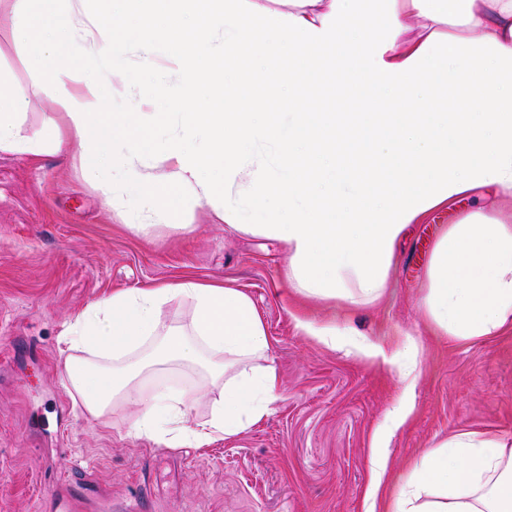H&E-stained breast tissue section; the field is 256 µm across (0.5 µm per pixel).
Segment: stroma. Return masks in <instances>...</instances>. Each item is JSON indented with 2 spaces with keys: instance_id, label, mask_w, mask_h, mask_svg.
<instances>
[{
  "instance_id": "obj_1",
  "label": "stroma",
  "mask_w": 512,
  "mask_h": 512,
  "mask_svg": "<svg viewBox=\"0 0 512 512\" xmlns=\"http://www.w3.org/2000/svg\"><path fill=\"white\" fill-rule=\"evenodd\" d=\"M178 78L163 56L152 72H115L109 110L155 113V124L131 135L168 138L172 117L155 90ZM0 84L19 105L23 138L64 126L49 78L5 30ZM84 151L76 141L35 157L0 151V512H43L54 478L71 473L105 491L112 512H366L372 435L404 384L394 366L304 336L300 314L387 350L416 334L414 409L388 443L390 484L457 433L512 437V327L459 342L436 332L419 306L431 244L462 206L409 225L377 300L307 298L285 286V242L231 228L186 190L178 207L145 213L123 188L88 182ZM141 224L149 232H138ZM185 279L227 282L251 297L270 344L259 364L274 367L279 381L263 420L201 448H169L132 428L159 388L191 396L190 421H206L222 387L201 366L144 373L140 403L93 417L64 377L66 359L91 357L65 356L60 344L78 315L113 293Z\"/></svg>"
}]
</instances>
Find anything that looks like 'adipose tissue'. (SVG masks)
Listing matches in <instances>:
<instances>
[{"mask_svg": "<svg viewBox=\"0 0 512 512\" xmlns=\"http://www.w3.org/2000/svg\"><path fill=\"white\" fill-rule=\"evenodd\" d=\"M13 0L0 13L17 44L33 49L50 77L66 129L39 141L20 137L17 104L0 90V151L35 156L86 147L87 180L119 170L142 206L178 204L176 188L219 210L231 227L286 242V282L296 292L351 304L377 299L397 244L409 225L484 190L512 200V0ZM128 33L103 36L104 21ZM223 29L222 50L212 33ZM92 50L75 43V31ZM163 43L181 79L164 94L177 110L182 140L157 145L166 180L138 166L133 125L152 113L125 112L99 121L108 104L109 71L156 64ZM66 54H59V46ZM224 72V112L207 111L203 91ZM293 115L279 127L258 111L279 90ZM206 131L210 146L188 140ZM274 139L282 174L244 169L248 142ZM246 181L250 205L227 197ZM420 304L443 335L468 341L512 325V222L493 210H468L435 241ZM192 300L194 334H161L162 307ZM98 361L66 362V380L84 410L100 416L131 401L142 369L172 360L199 365L223 380L209 419L188 423L189 396L158 390L135 419L142 437L169 448L202 447L260 422L276 397L274 367L245 369L269 339L253 301L228 284L183 280L122 290L90 308L62 337ZM151 356H143L148 345ZM357 355L398 365L406 390L417 379L419 345L406 335L399 354L355 344ZM107 366H100V359ZM238 366L227 376L230 366ZM385 512H512V439L463 432L415 463Z\"/></svg>", "mask_w": 512, "mask_h": 512, "instance_id": "adipose-tissue-1", "label": "adipose tissue"}]
</instances>
